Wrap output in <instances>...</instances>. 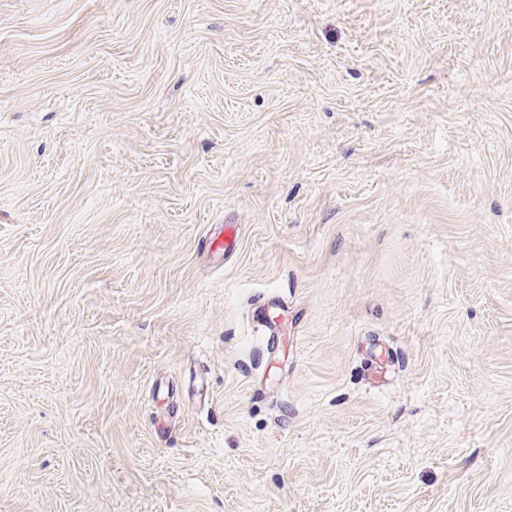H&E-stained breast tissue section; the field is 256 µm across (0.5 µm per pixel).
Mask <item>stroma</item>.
I'll return each mask as SVG.
<instances>
[{
    "mask_svg": "<svg viewBox=\"0 0 512 512\" xmlns=\"http://www.w3.org/2000/svg\"><path fill=\"white\" fill-rule=\"evenodd\" d=\"M0 512H512V0H0ZM240 245L238 229L235 224L224 225V240L220 236H212L207 241V246L215 252H234Z\"/></svg>",
    "mask_w": 512,
    "mask_h": 512,
    "instance_id": "obj_1",
    "label": "stroma"
}]
</instances>
